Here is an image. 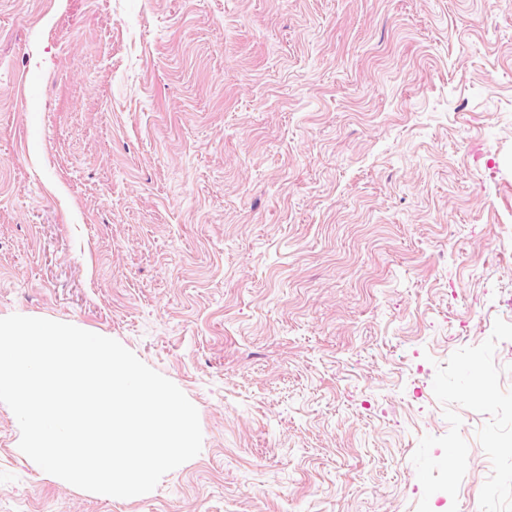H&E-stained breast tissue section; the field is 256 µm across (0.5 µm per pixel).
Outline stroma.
I'll list each match as a JSON object with an SVG mask.
<instances>
[{
	"mask_svg": "<svg viewBox=\"0 0 512 512\" xmlns=\"http://www.w3.org/2000/svg\"><path fill=\"white\" fill-rule=\"evenodd\" d=\"M118 340L198 456L103 499L0 403V512H417L512 323V0H0V317ZM465 491L492 465L459 408Z\"/></svg>",
	"mask_w": 512,
	"mask_h": 512,
	"instance_id": "stroma-1",
	"label": "stroma"
}]
</instances>
